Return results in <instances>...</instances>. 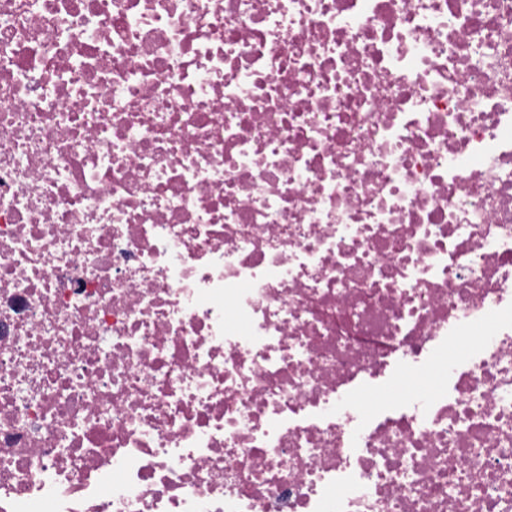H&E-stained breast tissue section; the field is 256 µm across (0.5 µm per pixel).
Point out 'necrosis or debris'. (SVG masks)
I'll use <instances>...</instances> for the list:
<instances>
[{"mask_svg":"<svg viewBox=\"0 0 512 512\" xmlns=\"http://www.w3.org/2000/svg\"><path fill=\"white\" fill-rule=\"evenodd\" d=\"M0 512H512V0H0ZM405 387V384H395L393 386L368 384L363 388L364 400L374 398L376 400L395 402L401 399Z\"/></svg>","mask_w":512,"mask_h":512,"instance_id":"obj_1","label":"necrosis or debris"}]
</instances>
